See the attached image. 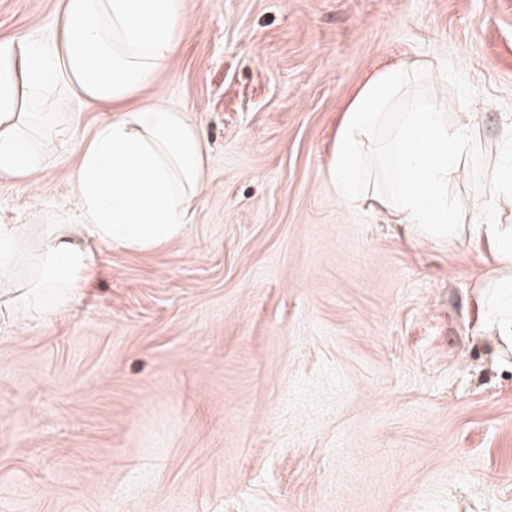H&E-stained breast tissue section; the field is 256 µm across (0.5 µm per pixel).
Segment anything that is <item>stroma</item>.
Masks as SVG:
<instances>
[{
  "instance_id": "stroma-1",
  "label": "stroma",
  "mask_w": 512,
  "mask_h": 512,
  "mask_svg": "<svg viewBox=\"0 0 512 512\" xmlns=\"http://www.w3.org/2000/svg\"><path fill=\"white\" fill-rule=\"evenodd\" d=\"M61 0H0V45ZM170 66L130 100L187 113L206 186L186 234L91 243L74 304L0 292V512H512V364L479 326L512 226L469 159L431 243L341 197L344 104L392 65L512 171V0H183ZM48 164L0 177V224L78 223L71 173L111 108L48 89ZM69 138L60 149L61 138ZM488 242L499 263L507 271L512 270V227L502 229L498 224H485Z\"/></svg>"
}]
</instances>
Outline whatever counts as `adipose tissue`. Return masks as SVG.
Segmentation results:
<instances>
[{"instance_id":"ef3b65f1","label":"adipose tissue","mask_w":512,"mask_h":512,"mask_svg":"<svg viewBox=\"0 0 512 512\" xmlns=\"http://www.w3.org/2000/svg\"><path fill=\"white\" fill-rule=\"evenodd\" d=\"M181 38L180 0H62L51 44L0 45V175L24 178L48 163L22 102L58 84L86 102H124L170 66ZM408 81L407 67L384 68L346 105L329 164L343 196L355 191L366 137ZM204 153L198 126L159 100L100 125L72 173L81 223L47 225L35 253L23 225L1 224L0 288L21 289L22 310L45 293L64 305L92 262L85 238L149 250L181 236L204 189ZM486 234L507 275L482 295V325L504 358L512 353V228L490 224Z\"/></svg>"}]
</instances>
